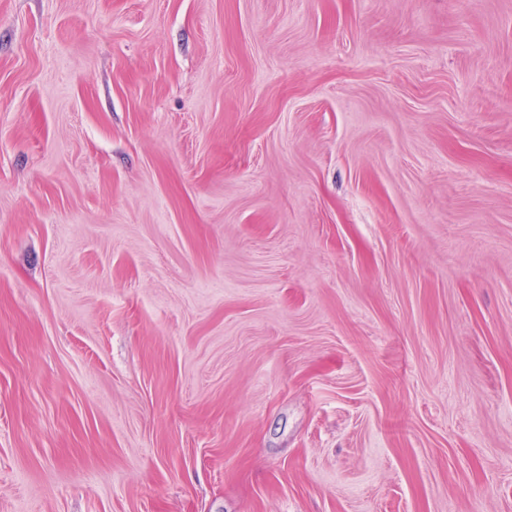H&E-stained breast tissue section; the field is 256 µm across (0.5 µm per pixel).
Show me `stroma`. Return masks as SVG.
Wrapping results in <instances>:
<instances>
[{
	"mask_svg": "<svg viewBox=\"0 0 512 512\" xmlns=\"http://www.w3.org/2000/svg\"><path fill=\"white\" fill-rule=\"evenodd\" d=\"M0 512H512V0H0Z\"/></svg>",
	"mask_w": 512,
	"mask_h": 512,
	"instance_id": "stroma-1",
	"label": "stroma"
}]
</instances>
